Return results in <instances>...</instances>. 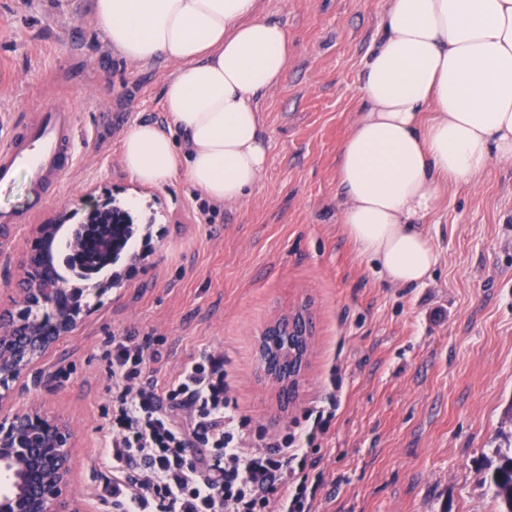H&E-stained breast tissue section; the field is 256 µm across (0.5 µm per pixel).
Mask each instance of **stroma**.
I'll return each instance as SVG.
<instances>
[{"label": "stroma", "instance_id": "stroma-1", "mask_svg": "<svg viewBox=\"0 0 512 512\" xmlns=\"http://www.w3.org/2000/svg\"><path fill=\"white\" fill-rule=\"evenodd\" d=\"M386 0H258L288 31V68L259 102L269 166L233 205L207 203L183 178L145 187L125 171L133 123L176 129L163 110L174 69L113 51L92 0H0V114L34 121L45 101L75 105L76 160L59 193L0 253V312L24 309L19 285L42 224L58 225L55 265L87 310L27 374L7 381L0 416L37 407L73 430L71 492L83 512H113L101 460L112 383L110 336H148L165 379L200 351L223 352L248 445L295 430L335 393L311 451L316 512H499L491 475L512 456V162L449 185L421 221L439 253L432 276L395 288L341 224L340 146L360 106L357 76ZM129 209L135 234L91 279L71 274L67 243L86 197ZM307 307V366L293 399L260 374L259 333Z\"/></svg>", "mask_w": 512, "mask_h": 512}]
</instances>
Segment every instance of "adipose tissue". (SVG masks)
Masks as SVG:
<instances>
[{
    "mask_svg": "<svg viewBox=\"0 0 512 512\" xmlns=\"http://www.w3.org/2000/svg\"><path fill=\"white\" fill-rule=\"evenodd\" d=\"M93 12L128 62L175 66L163 107L184 147L133 123L126 171L144 186L180 176L215 203L243 200L269 163L258 101L286 72L285 28L256 0H94ZM359 84L337 166L342 223L382 279L418 286L438 263L418 222L443 187L512 161V0H387Z\"/></svg>",
    "mask_w": 512,
    "mask_h": 512,
    "instance_id": "obj_1",
    "label": "adipose tissue"
}]
</instances>
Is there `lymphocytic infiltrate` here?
<instances>
[{"instance_id": "1", "label": "lymphocytic infiltrate", "mask_w": 512, "mask_h": 512, "mask_svg": "<svg viewBox=\"0 0 512 512\" xmlns=\"http://www.w3.org/2000/svg\"><path fill=\"white\" fill-rule=\"evenodd\" d=\"M103 357L112 378L104 434L106 493L115 512H312L308 447L336 413L328 395L303 432L246 447V420L230 410L222 354L204 350L165 381L150 340L111 336Z\"/></svg>"}]
</instances>
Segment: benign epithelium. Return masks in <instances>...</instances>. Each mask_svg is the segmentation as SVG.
Returning a JSON list of instances; mask_svg holds the SVG:
<instances>
[{"label":"benign epithelium","mask_w":512,"mask_h":512,"mask_svg":"<svg viewBox=\"0 0 512 512\" xmlns=\"http://www.w3.org/2000/svg\"><path fill=\"white\" fill-rule=\"evenodd\" d=\"M61 284L31 282L22 289L26 304H41L48 315L38 321L13 320L0 329V385L30 366L57 337L76 325L81 301ZM308 315L271 323L257 344L264 377L279 388L297 389L306 367ZM71 433L37 411L0 419V512H79L70 494Z\"/></svg>","instance_id":"benign-epithelium-1"}]
</instances>
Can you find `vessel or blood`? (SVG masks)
<instances>
[{"mask_svg": "<svg viewBox=\"0 0 512 512\" xmlns=\"http://www.w3.org/2000/svg\"><path fill=\"white\" fill-rule=\"evenodd\" d=\"M36 122L6 128V143L0 147V185L13 183L25 170L35 169L40 180L31 204L40 207L57 193L72 167L78 127L71 106L44 103Z\"/></svg>", "mask_w": 512, "mask_h": 512, "instance_id": "1", "label": "vessel or blood"}]
</instances>
